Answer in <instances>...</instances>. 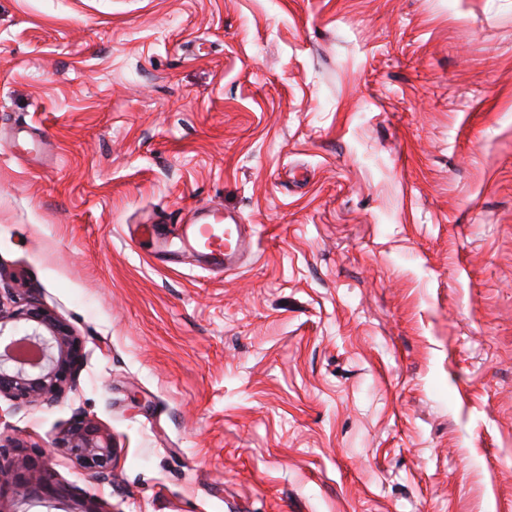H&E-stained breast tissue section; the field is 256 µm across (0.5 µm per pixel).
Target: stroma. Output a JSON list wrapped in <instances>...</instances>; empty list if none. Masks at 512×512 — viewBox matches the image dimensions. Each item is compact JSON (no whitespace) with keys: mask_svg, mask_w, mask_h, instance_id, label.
I'll return each mask as SVG.
<instances>
[{"mask_svg":"<svg viewBox=\"0 0 512 512\" xmlns=\"http://www.w3.org/2000/svg\"><path fill=\"white\" fill-rule=\"evenodd\" d=\"M209 205L236 270L129 235ZM0 269L84 342L0 398L79 497L512 512V0H0ZM79 466L100 483H111L115 444L112 432L95 417L82 415L71 421L57 442Z\"/></svg>","mask_w":512,"mask_h":512,"instance_id":"1","label":"stroma"}]
</instances>
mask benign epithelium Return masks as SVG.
<instances>
[{
	"label": "benign epithelium",
	"instance_id": "1",
	"mask_svg": "<svg viewBox=\"0 0 512 512\" xmlns=\"http://www.w3.org/2000/svg\"><path fill=\"white\" fill-rule=\"evenodd\" d=\"M0 396L16 409L29 405L51 407L74 384L84 360L83 341L55 312L31 299L22 306L5 303L0 294ZM57 447L101 483H112L115 444L112 432L95 417L71 421ZM11 454L0 465V499L12 494L20 503H52L65 497L49 462L17 435L0 437V454Z\"/></svg>",
	"mask_w": 512,
	"mask_h": 512
}]
</instances>
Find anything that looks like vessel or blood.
Segmentation results:
<instances>
[{
  "label": "vessel or blood",
  "mask_w": 512,
  "mask_h": 512,
  "mask_svg": "<svg viewBox=\"0 0 512 512\" xmlns=\"http://www.w3.org/2000/svg\"><path fill=\"white\" fill-rule=\"evenodd\" d=\"M253 225L240 223L238 218L211 210L199 218L184 223L180 238L189 254L204 257L207 266L231 271L241 258L254 247Z\"/></svg>",
  "instance_id": "obj_1"
}]
</instances>
